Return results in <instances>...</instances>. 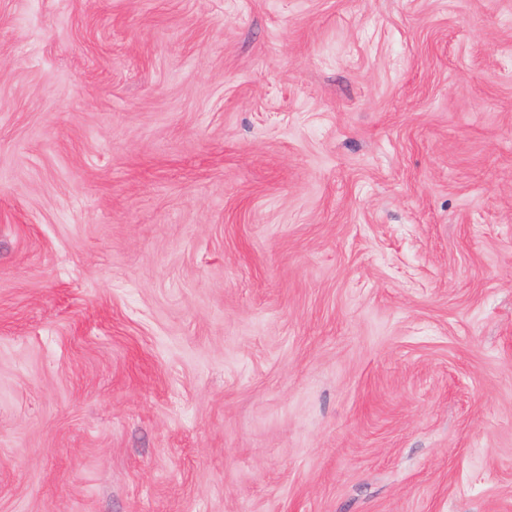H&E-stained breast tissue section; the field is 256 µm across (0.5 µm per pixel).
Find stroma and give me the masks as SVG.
I'll return each instance as SVG.
<instances>
[{"label":"stroma","mask_w":512,"mask_h":512,"mask_svg":"<svg viewBox=\"0 0 512 512\" xmlns=\"http://www.w3.org/2000/svg\"><path fill=\"white\" fill-rule=\"evenodd\" d=\"M0 512H512V0H0Z\"/></svg>","instance_id":"stroma-1"}]
</instances>
